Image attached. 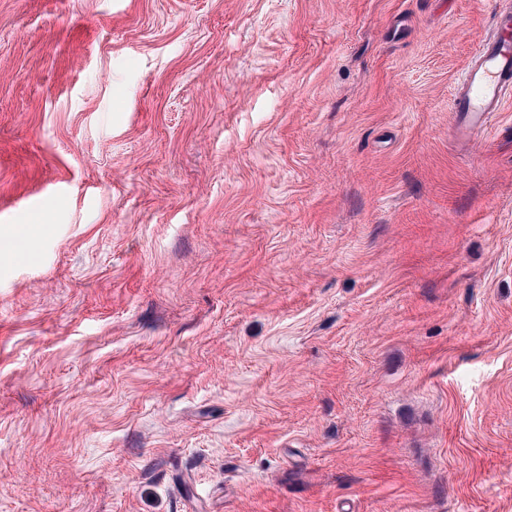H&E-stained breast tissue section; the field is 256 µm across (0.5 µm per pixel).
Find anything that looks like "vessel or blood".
Masks as SVG:
<instances>
[{"mask_svg": "<svg viewBox=\"0 0 512 512\" xmlns=\"http://www.w3.org/2000/svg\"><path fill=\"white\" fill-rule=\"evenodd\" d=\"M492 25L451 92L454 132L467 142L490 128L512 94V8L497 10Z\"/></svg>", "mask_w": 512, "mask_h": 512, "instance_id": "1", "label": "vessel or blood"}]
</instances>
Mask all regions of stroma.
<instances>
[{"instance_id": "35a3bbf8", "label": "stroma", "mask_w": 512, "mask_h": 512, "mask_svg": "<svg viewBox=\"0 0 512 512\" xmlns=\"http://www.w3.org/2000/svg\"><path fill=\"white\" fill-rule=\"evenodd\" d=\"M502 0H0V512H512ZM492 25L451 92L454 132L466 142L490 128L512 92V8L497 10Z\"/></svg>"}]
</instances>
